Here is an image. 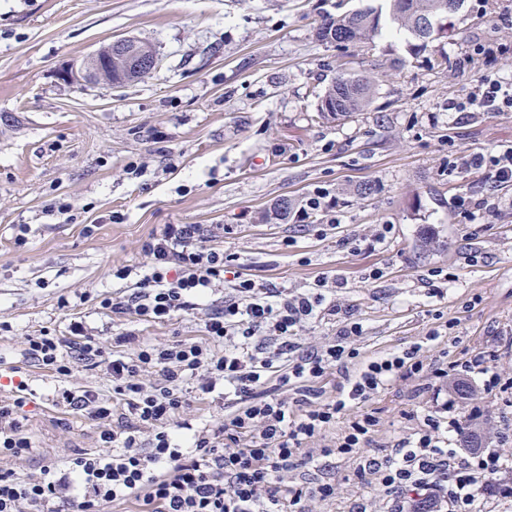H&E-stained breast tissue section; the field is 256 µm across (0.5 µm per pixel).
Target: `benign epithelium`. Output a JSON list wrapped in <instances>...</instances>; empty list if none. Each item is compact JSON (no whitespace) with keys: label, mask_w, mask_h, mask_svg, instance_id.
Instances as JSON below:
<instances>
[{"label":"benign epithelium","mask_w":512,"mask_h":512,"mask_svg":"<svg viewBox=\"0 0 512 512\" xmlns=\"http://www.w3.org/2000/svg\"><path fill=\"white\" fill-rule=\"evenodd\" d=\"M122 60L128 67H133L141 74L147 75L157 67V59L146 56L141 42L134 37L114 39L107 46L99 49L67 68L66 78L71 82H112V61Z\"/></svg>","instance_id":"7a95c632"}]
</instances>
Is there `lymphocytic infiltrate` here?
Wrapping results in <instances>:
<instances>
[{"mask_svg": "<svg viewBox=\"0 0 512 512\" xmlns=\"http://www.w3.org/2000/svg\"><path fill=\"white\" fill-rule=\"evenodd\" d=\"M448 109L512 111V83L484 77L477 93L449 100ZM448 167L485 168L497 182L511 183L512 147L455 154ZM216 238L201 224L162 225L141 244L143 274L133 276L126 265L112 270L113 278L134 279L133 292L101 303L117 316L161 324L201 313L202 340L136 343L128 333L108 340L78 321L68 341L46 332L27 337L28 356L56 374L69 375L74 359L105 367L112 398L62 392L63 402L96 421L99 451L24 479L0 468V512H106L132 499L141 512H313L336 498V483L323 471L359 454L379 424L361 403L407 379L431 394L421 427L365 465L387 512H477L485 491L512 497L507 461L495 449L460 455L462 425L480 410L462 411L449 396L453 366L424 359L446 326L407 348L361 360L353 342L363 326L336 299L344 281L324 278L297 294L260 283ZM223 285V306L210 307L209 294ZM318 321L336 326L323 345L301 336L305 324ZM333 373L340 381L328 397L321 383ZM191 383L199 400L222 394L223 421L197 430L181 417ZM23 405L20 398L0 403V458L32 453ZM346 411L343 435L316 446Z\"/></svg>", "mask_w": 512, "mask_h": 512, "instance_id": "f902f5d3", "label": "lymphocytic infiltrate"}]
</instances>
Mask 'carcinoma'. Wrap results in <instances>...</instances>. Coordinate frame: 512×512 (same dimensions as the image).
Instances as JSON below:
<instances>
[{"mask_svg":"<svg viewBox=\"0 0 512 512\" xmlns=\"http://www.w3.org/2000/svg\"><path fill=\"white\" fill-rule=\"evenodd\" d=\"M460 7L461 0H388V9L368 7L328 17L318 29V37L323 41L344 43L361 41L376 36L387 24L392 31L405 38L418 41L414 53L427 48V36L420 25H436L438 34L447 36L443 21L448 19V2ZM373 95L370 81L342 74L320 94V116L326 120H336L368 106Z\"/></svg>","mask_w":512,"mask_h":512,"instance_id":"cac0c4a2","label":"carcinoma"}]
</instances>
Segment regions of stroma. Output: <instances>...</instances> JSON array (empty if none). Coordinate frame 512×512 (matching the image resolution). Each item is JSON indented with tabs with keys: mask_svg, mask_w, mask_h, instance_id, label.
Wrapping results in <instances>:
<instances>
[{
	"mask_svg": "<svg viewBox=\"0 0 512 512\" xmlns=\"http://www.w3.org/2000/svg\"><path fill=\"white\" fill-rule=\"evenodd\" d=\"M379 0H0V401L26 383L22 413L34 442L26 459L0 466L20 475L97 447L91 423L63 391L106 397L105 370L74 365L58 376L25 353L41 331L68 336L71 321L109 336L131 331L151 343L197 338L200 317L166 324L113 317L102 298L130 293L112 268L146 265L142 241L161 224H222L226 251L279 288L346 279L344 306L363 324L356 347L371 359L448 334L431 356L449 361L494 353L512 381V208L491 224H471L452 207L461 193L512 199V183L488 171H448L452 153L512 147V112H475L455 121L448 101L467 97L490 74L512 78V0H463L447 37L412 54L381 31L373 41L318 38L324 18ZM149 44L155 71L123 85L68 82L62 71L118 37ZM374 83L372 103L331 122L318 94L337 75ZM143 165L129 173V163ZM370 194H361L364 185ZM323 189L336 218L327 236L296 221L265 223L281 198L302 205ZM71 202L78 219L50 207ZM27 242L17 245L19 225ZM390 224L384 248L351 251L344 237ZM293 238L285 247L284 238ZM478 262H468L469 253ZM443 266L456 280L429 296L418 278ZM380 267L383 279L365 272ZM500 390L475 391L487 447L512 460V423ZM429 399L400 381L366 403L379 425L362 456L336 462V499L315 512H353L380 502L374 480L359 481L361 457L381 456L420 426L413 412Z\"/></svg>",
	"mask_w": 512,
	"mask_h": 512,
	"instance_id": "obj_1",
	"label": "stroma"
}]
</instances>
